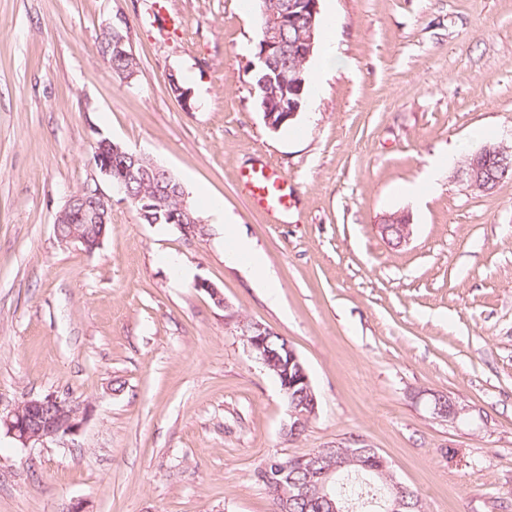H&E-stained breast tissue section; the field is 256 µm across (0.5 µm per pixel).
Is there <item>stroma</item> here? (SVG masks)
Returning <instances> with one entry per match:
<instances>
[{
  "label": "stroma",
  "mask_w": 512,
  "mask_h": 512,
  "mask_svg": "<svg viewBox=\"0 0 512 512\" xmlns=\"http://www.w3.org/2000/svg\"><path fill=\"white\" fill-rule=\"evenodd\" d=\"M154 1L0 0V411L47 394L90 409L34 448L0 434V512H273L256 470L343 442L378 448L424 512H512V180L471 190L449 152L477 131L512 146V0H320L342 62L276 132L253 90L257 6L158 0L182 21L166 36ZM118 18L141 60L128 80L98 51ZM102 138L168 169L204 236L142 223L117 194L98 249L60 242ZM262 163L289 181L288 223L249 198ZM214 198L278 305L227 260ZM394 212L413 224L399 248L379 230ZM245 318L307 368L301 435ZM436 394L467 413L436 416Z\"/></svg>",
  "instance_id": "obj_1"
}]
</instances>
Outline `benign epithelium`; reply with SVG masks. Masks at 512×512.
<instances>
[{
	"instance_id": "1",
	"label": "benign epithelium",
	"mask_w": 512,
	"mask_h": 512,
	"mask_svg": "<svg viewBox=\"0 0 512 512\" xmlns=\"http://www.w3.org/2000/svg\"><path fill=\"white\" fill-rule=\"evenodd\" d=\"M319 12V0H290L288 9L269 19L262 39V51L256 55L252 69L262 72L266 58L280 48V34L291 25L298 27L297 40L289 45V52L295 62L288 68V80L274 82L264 76L258 84L261 109L266 126L278 131L295 119L304 108L302 97L305 85V66L314 49V19ZM92 165L98 176H102L110 187L124 195V199L136 203L145 202L142 195L133 193L135 183L151 176L153 195L150 200L156 207H162L168 198L178 201L175 209L166 213L169 224L175 226L184 237L194 239L205 234V225L191 218L182 186L176 183L170 172L147 156L124 149L110 139H100L93 145ZM512 149L500 145L486 146L474 155L468 156L459 168V174L468 187L478 192H490L505 179L512 177V164L507 155ZM122 160L120 167L112 168V159ZM112 197L101 188L97 176L91 177L77 191L70 195L64 208L55 218V224H67L71 231L56 233L65 243L77 242L88 252L95 250L93 244L103 239L104 234L92 238L80 231L87 224H95L101 230L111 224ZM379 229L383 237L395 247L408 243L413 230L410 217L404 213H393L383 218ZM242 336L259 362L275 371L283 382V391L291 393L298 385L306 387V397L292 404V422L288 434L297 435L304 429L317 411L318 401L311 387L305 365L289 342L275 345L271 342V330L256 321L241 324ZM435 412L445 418L457 417L466 412L455 400L447 397L434 398ZM87 418L85 406L62 400L53 394L43 397H28L3 414L0 412V430L23 448H32L49 440L79 432ZM349 464L362 466L377 481L387 484L392 495L383 508L386 512H409L408 488L399 482L391 471L388 460L381 454L365 459L362 450L354 447L333 446L321 452L312 451L294 456L291 463L276 468L265 481L270 493L280 501L279 512H288L293 500L314 498L323 502L329 512H341L337 508L332 489L336 486L337 475ZM309 472L310 480L300 486L293 480L294 472Z\"/></svg>"
}]
</instances>
